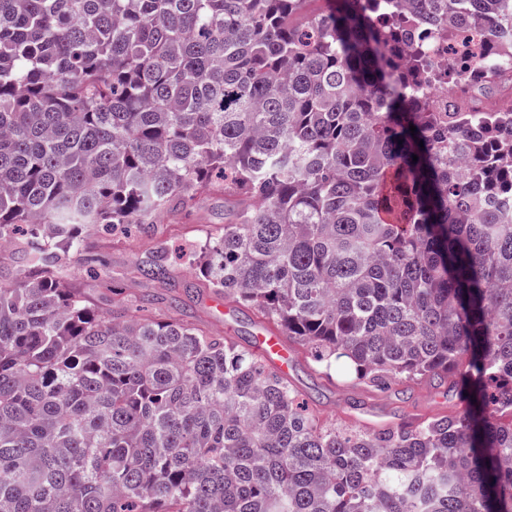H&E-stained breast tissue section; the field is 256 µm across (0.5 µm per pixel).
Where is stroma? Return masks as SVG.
Returning a JSON list of instances; mask_svg holds the SVG:
<instances>
[{"mask_svg": "<svg viewBox=\"0 0 512 512\" xmlns=\"http://www.w3.org/2000/svg\"><path fill=\"white\" fill-rule=\"evenodd\" d=\"M228 220L223 197L203 194L177 217L159 225L157 234L91 232L84 240V249L97 259V267L91 270L82 258H70L66 264L68 284L97 307L112 300L113 289H121L123 298L144 299L146 318H177L246 349H255L265 324L262 316L232 302L216 308L213 292L183 265L185 255L197 251ZM152 252L175 266L176 276L170 284L135 276L136 264ZM288 349L292 354L286 374L288 384L320 423L372 432L464 410L455 377L399 379L385 387H374L334 372L325 373L310 351L296 341H289Z\"/></svg>", "mask_w": 512, "mask_h": 512, "instance_id": "1", "label": "stroma"}]
</instances>
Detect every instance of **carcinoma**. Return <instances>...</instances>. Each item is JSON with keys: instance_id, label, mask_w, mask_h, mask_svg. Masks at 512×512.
Instances as JSON below:
<instances>
[{"instance_id": "1", "label": "carcinoma", "mask_w": 512, "mask_h": 512, "mask_svg": "<svg viewBox=\"0 0 512 512\" xmlns=\"http://www.w3.org/2000/svg\"><path fill=\"white\" fill-rule=\"evenodd\" d=\"M307 2L0 0V247L24 261L0 274V512H512V99L425 92L466 67L488 93L512 55H400L462 13L507 47L512 0L292 25ZM215 192L208 287L353 379L452 373L464 412L320 426L255 354L68 286L86 230Z\"/></svg>"}]
</instances>
